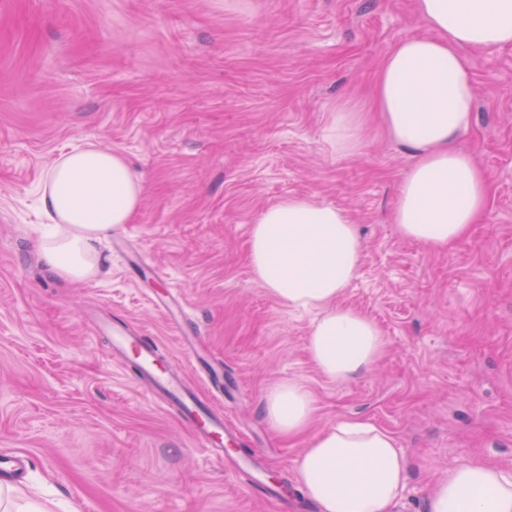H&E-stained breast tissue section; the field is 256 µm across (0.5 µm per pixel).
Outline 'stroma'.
<instances>
[{
	"mask_svg": "<svg viewBox=\"0 0 512 512\" xmlns=\"http://www.w3.org/2000/svg\"><path fill=\"white\" fill-rule=\"evenodd\" d=\"M417 0H0V452L30 456L16 505L48 512H315L297 485L314 432L363 420L409 463L392 512H425L449 467L512 473V46L471 51L478 89L459 146L490 178L485 213L433 251L390 220L413 156L374 117L362 156L321 130L340 101L368 108L384 55L425 34ZM94 144L145 180L102 247L100 273L70 282L36 249L50 166ZM289 196L345 209L363 254L342 300L386 346L347 383L306 350L314 312L283 306L249 265L252 224ZM182 300L199 354L224 371V457L116 363L100 320L129 326L216 400L151 298ZM295 378L316 405L309 433L261 415Z\"/></svg>",
	"mask_w": 512,
	"mask_h": 512,
	"instance_id": "1",
	"label": "stroma"
}]
</instances>
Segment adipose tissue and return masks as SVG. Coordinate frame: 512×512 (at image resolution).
Listing matches in <instances>:
<instances>
[{
  "mask_svg": "<svg viewBox=\"0 0 512 512\" xmlns=\"http://www.w3.org/2000/svg\"><path fill=\"white\" fill-rule=\"evenodd\" d=\"M428 33L402 39L376 75L373 109L385 134L411 152L393 221L401 236L432 250L464 236L488 203L489 177L459 148L471 127L477 90L469 53L512 46V0H418ZM361 109L337 103L323 136L341 155L362 152ZM144 184L119 153L95 145L71 151L48 170L41 187L50 233L40 258L55 275L89 281L98 250L113 229L131 223ZM362 254L358 228L339 207L288 197L265 208L250 231L249 263L256 280L282 304L317 311L307 351L321 375L348 382L369 371L385 349L378 325L345 305ZM314 400L298 380L273 385L262 416L294 436L310 425ZM408 466L394 438L347 421L314 436L297 467L300 491L320 512H391ZM426 512H512V475L464 462L430 491Z\"/></svg>",
  "mask_w": 512,
  "mask_h": 512,
  "instance_id": "obj_1",
  "label": "adipose tissue"
}]
</instances>
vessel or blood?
I'll use <instances>...</instances> for the list:
<instances>
[{
    "label": "vessel or blood",
    "mask_w": 512,
    "mask_h": 512,
    "mask_svg": "<svg viewBox=\"0 0 512 512\" xmlns=\"http://www.w3.org/2000/svg\"><path fill=\"white\" fill-rule=\"evenodd\" d=\"M108 332L112 338L114 351L124 354L129 349H137L138 382L158 394L160 404L175 412L199 446L223 451V419L203 403L195 391L185 385L175 362H160L154 345L142 341L139 337L127 335L121 327H109Z\"/></svg>",
    "instance_id": "b4317fda"
}]
</instances>
